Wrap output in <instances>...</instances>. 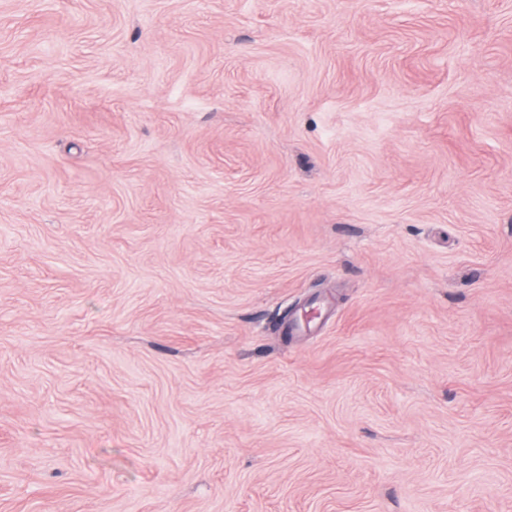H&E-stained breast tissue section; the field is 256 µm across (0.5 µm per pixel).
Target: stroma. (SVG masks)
I'll return each mask as SVG.
<instances>
[{"label": "stroma", "instance_id": "35a3bbf8", "mask_svg": "<svg viewBox=\"0 0 512 512\" xmlns=\"http://www.w3.org/2000/svg\"><path fill=\"white\" fill-rule=\"evenodd\" d=\"M0 512H512V0H0Z\"/></svg>", "mask_w": 512, "mask_h": 512}]
</instances>
